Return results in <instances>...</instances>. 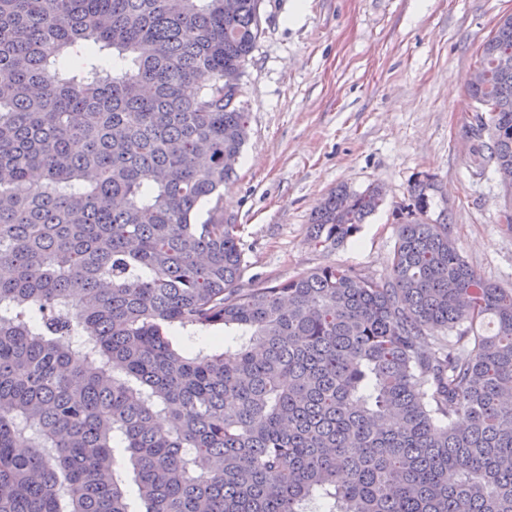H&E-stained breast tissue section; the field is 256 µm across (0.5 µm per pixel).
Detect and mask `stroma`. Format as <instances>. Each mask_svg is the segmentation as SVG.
<instances>
[{
    "label": "stroma",
    "instance_id": "stroma-1",
    "mask_svg": "<svg viewBox=\"0 0 512 512\" xmlns=\"http://www.w3.org/2000/svg\"><path fill=\"white\" fill-rule=\"evenodd\" d=\"M264 33L239 80L248 136L221 198L195 223L240 224L243 282L264 286L329 265L384 280L395 213L433 175L429 216L483 277L512 288V230L498 174L470 153L465 78L512 0H264ZM382 184L384 204L340 245L312 241L315 207L337 185Z\"/></svg>",
    "mask_w": 512,
    "mask_h": 512
}]
</instances>
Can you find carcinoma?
Instances as JSON below:
<instances>
[{
  "label": "carcinoma",
  "mask_w": 512,
  "mask_h": 512,
  "mask_svg": "<svg viewBox=\"0 0 512 512\" xmlns=\"http://www.w3.org/2000/svg\"><path fill=\"white\" fill-rule=\"evenodd\" d=\"M263 2L0 0V512H130L118 439L145 512H512V288L428 222L432 177L386 281L245 288L240 225L193 222L246 140L224 73ZM505 51L512 15L466 90L473 156L512 166ZM383 200L336 187L311 238ZM219 325L222 352L169 338Z\"/></svg>",
  "instance_id": "1"
}]
</instances>
